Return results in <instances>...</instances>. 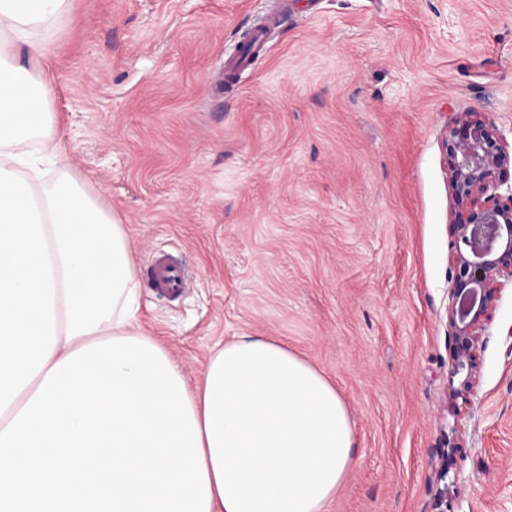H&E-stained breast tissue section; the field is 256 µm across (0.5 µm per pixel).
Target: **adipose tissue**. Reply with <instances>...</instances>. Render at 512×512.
Wrapping results in <instances>:
<instances>
[{
	"instance_id": "1",
	"label": "adipose tissue",
	"mask_w": 512,
	"mask_h": 512,
	"mask_svg": "<svg viewBox=\"0 0 512 512\" xmlns=\"http://www.w3.org/2000/svg\"><path fill=\"white\" fill-rule=\"evenodd\" d=\"M69 0H0V430L72 352L143 337L123 224L66 172L33 31ZM209 512H327L354 464L344 401L320 370L266 336L210 355L187 388Z\"/></svg>"
}]
</instances>
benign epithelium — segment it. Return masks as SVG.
Returning a JSON list of instances; mask_svg holds the SVG:
<instances>
[{"instance_id": "7a95c632", "label": "benign epithelium", "mask_w": 512, "mask_h": 512, "mask_svg": "<svg viewBox=\"0 0 512 512\" xmlns=\"http://www.w3.org/2000/svg\"><path fill=\"white\" fill-rule=\"evenodd\" d=\"M448 189L453 291L446 315L453 336L451 397L470 402L477 383L479 337L491 318L501 279H512V152L481 112L459 115L448 129Z\"/></svg>"}]
</instances>
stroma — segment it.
<instances>
[{
    "label": "stroma",
    "instance_id": "obj_1",
    "mask_svg": "<svg viewBox=\"0 0 512 512\" xmlns=\"http://www.w3.org/2000/svg\"><path fill=\"white\" fill-rule=\"evenodd\" d=\"M69 0L34 34L68 173L124 224L141 326L197 384L217 344L288 343L335 384L355 464L327 512H512V283L449 395L448 128L512 146V0ZM183 254L177 300L148 276ZM461 448L443 457L445 440Z\"/></svg>",
    "mask_w": 512,
    "mask_h": 512
}]
</instances>
